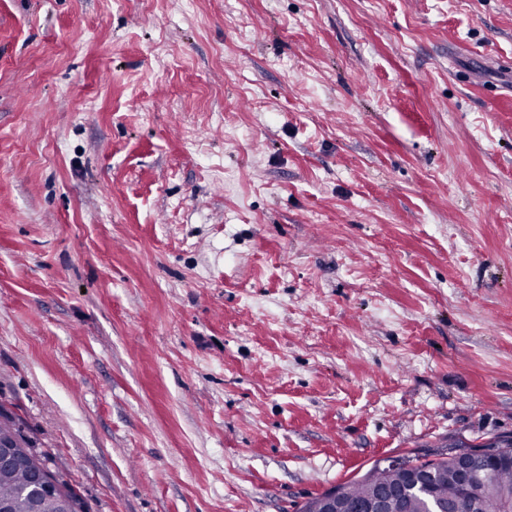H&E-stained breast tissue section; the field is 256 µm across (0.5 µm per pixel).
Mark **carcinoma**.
<instances>
[{
	"label": "carcinoma",
	"mask_w": 512,
	"mask_h": 512,
	"mask_svg": "<svg viewBox=\"0 0 512 512\" xmlns=\"http://www.w3.org/2000/svg\"><path fill=\"white\" fill-rule=\"evenodd\" d=\"M2 439L12 441L15 448L28 452L37 458L40 465H45V457L35 451V442L25 434L24 423L13 413L0 407V440ZM509 447L512 448V439L509 438L481 447L455 443L448 445V453ZM404 464L414 470L428 472V482L414 487L407 480V472L374 467L367 476L337 486L339 493L336 497V512H349L354 503H369L386 484L397 485L402 491L401 498L392 503L390 512H435L438 505L450 499L460 504V512H472V495L459 482L456 467L448 463V457L440 454L432 460L406 459ZM63 470L64 466L60 465L51 474L68 488L72 502L68 511L51 499L42 502L39 509H34L36 488L33 483L34 473L29 466L19 468L5 477L0 475V501L10 504V512H83L82 501L64 479ZM505 492L512 493V468L501 465L495 471V483L484 491V496L493 504Z\"/></svg>",
	"instance_id": "1"
}]
</instances>
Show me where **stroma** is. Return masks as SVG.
Instances as JSON below:
<instances>
[{"label":"stroma","instance_id":"obj_1","mask_svg":"<svg viewBox=\"0 0 512 512\" xmlns=\"http://www.w3.org/2000/svg\"><path fill=\"white\" fill-rule=\"evenodd\" d=\"M0 406L85 512L511 437L512 0H0Z\"/></svg>","mask_w":512,"mask_h":512}]
</instances>
